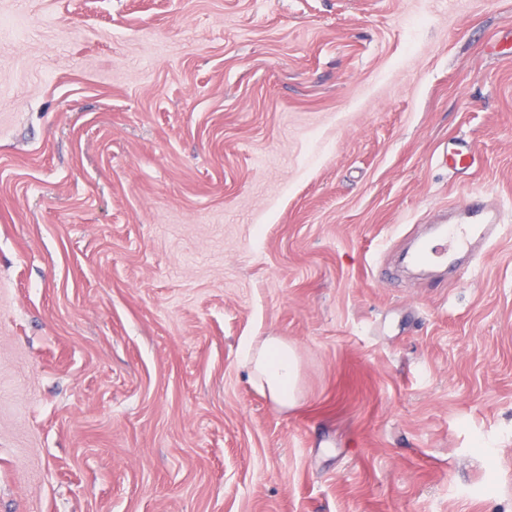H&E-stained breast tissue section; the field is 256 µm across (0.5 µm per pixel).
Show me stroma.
Segmentation results:
<instances>
[{"label":"stroma","mask_w":512,"mask_h":512,"mask_svg":"<svg viewBox=\"0 0 512 512\" xmlns=\"http://www.w3.org/2000/svg\"><path fill=\"white\" fill-rule=\"evenodd\" d=\"M0 16V512H512V0ZM476 190L478 270L399 268ZM440 159L442 163H448L459 170L469 169L477 162L474 150L464 139L461 140L460 144H453L450 148L448 147ZM251 383L281 409L295 407L298 400V356L288 342L268 336L250 345L245 354Z\"/></svg>","instance_id":"stroma-1"}]
</instances>
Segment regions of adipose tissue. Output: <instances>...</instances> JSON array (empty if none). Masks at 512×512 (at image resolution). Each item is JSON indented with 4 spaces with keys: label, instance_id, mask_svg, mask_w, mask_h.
Instances as JSON below:
<instances>
[{
    "label": "adipose tissue",
    "instance_id": "1",
    "mask_svg": "<svg viewBox=\"0 0 512 512\" xmlns=\"http://www.w3.org/2000/svg\"><path fill=\"white\" fill-rule=\"evenodd\" d=\"M245 360L250 380L280 408L295 407L298 400V356L287 341L277 336L249 346Z\"/></svg>",
    "mask_w": 512,
    "mask_h": 512
}]
</instances>
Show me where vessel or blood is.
<instances>
[{
    "label": "vessel or blood",
    "mask_w": 512,
    "mask_h": 512,
    "mask_svg": "<svg viewBox=\"0 0 512 512\" xmlns=\"http://www.w3.org/2000/svg\"><path fill=\"white\" fill-rule=\"evenodd\" d=\"M441 161L463 170L471 168L477 157L468 142L463 141L447 148ZM503 231L497 211L486 205L483 193L475 192L462 205L453 207L434 239L420 247L415 259L426 265L441 266L463 253L477 263Z\"/></svg>",
    "instance_id": "vessel-or-blood-1"
}]
</instances>
